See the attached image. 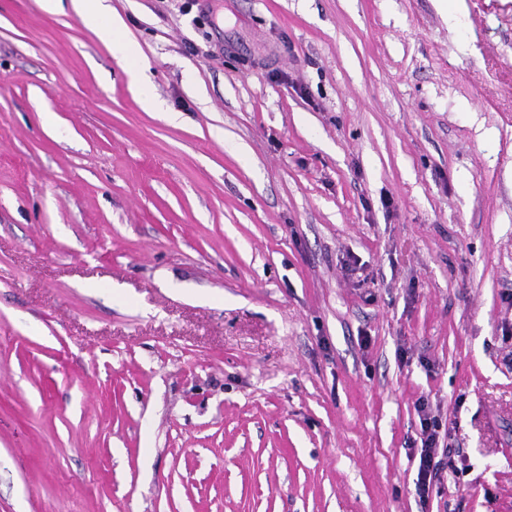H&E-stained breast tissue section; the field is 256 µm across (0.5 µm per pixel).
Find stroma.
Returning <instances> with one entry per match:
<instances>
[{"mask_svg": "<svg viewBox=\"0 0 512 512\" xmlns=\"http://www.w3.org/2000/svg\"><path fill=\"white\" fill-rule=\"evenodd\" d=\"M105 4L0 0V512H512V0ZM71 3L88 29L102 31L105 28L102 0H71ZM111 43L126 61L140 57L141 51L138 44L131 39L123 37L121 22L118 19H114V17L112 18ZM421 418V430L423 434L421 452L419 455V463L417 467V477L415 481L416 494L419 500L425 502L432 490L433 485L441 482L442 472L447 464L448 468L454 469L453 460L451 459V449L448 443L444 446L446 433L443 441L440 438L439 422L435 416L425 413ZM442 443V446H440ZM440 448H442L440 452ZM444 457L448 458V462L444 463Z\"/></svg>", "mask_w": 512, "mask_h": 512, "instance_id": "stroma-1", "label": "stroma"}]
</instances>
